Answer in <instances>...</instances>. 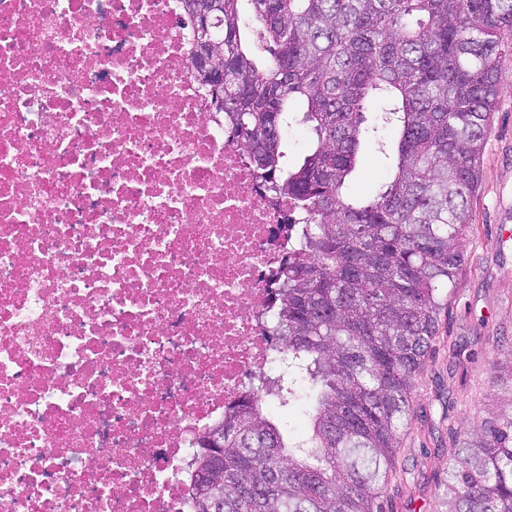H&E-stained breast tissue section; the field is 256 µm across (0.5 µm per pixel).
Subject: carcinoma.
Listing matches in <instances>:
<instances>
[{
	"label": "carcinoma",
	"instance_id": "1",
	"mask_svg": "<svg viewBox=\"0 0 512 512\" xmlns=\"http://www.w3.org/2000/svg\"><path fill=\"white\" fill-rule=\"evenodd\" d=\"M183 2L194 78L250 146L265 191L299 216L276 292L280 373L265 390L300 406L307 426L293 442L243 397L208 433L224 437L219 455L195 458L194 512H383L397 431L445 308L438 287L463 266L469 201L512 74V0H217L222 93L201 72V0ZM296 121L312 144L291 167L282 132ZM365 146L391 170L373 197H352ZM490 389L495 411L448 463L444 512H512L511 349Z\"/></svg>",
	"mask_w": 512,
	"mask_h": 512
}]
</instances>
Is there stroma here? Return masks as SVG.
Here are the masks:
<instances>
[{
    "label": "stroma",
    "instance_id": "stroma-1",
    "mask_svg": "<svg viewBox=\"0 0 512 512\" xmlns=\"http://www.w3.org/2000/svg\"><path fill=\"white\" fill-rule=\"evenodd\" d=\"M388 176L387 159L365 149L349 192L371 195ZM470 209L465 263L447 291L439 333L399 430L385 512H442L441 480L456 441L476 416L486 414L493 364L501 349L512 347V78L499 89Z\"/></svg>",
    "mask_w": 512,
    "mask_h": 512
}]
</instances>
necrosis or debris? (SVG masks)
Returning a JSON list of instances; mask_svg holds the SVG:
<instances>
[{
    "instance_id": "necrosis-or-debris-1",
    "label": "necrosis or debris",
    "mask_w": 512,
    "mask_h": 512,
    "mask_svg": "<svg viewBox=\"0 0 512 512\" xmlns=\"http://www.w3.org/2000/svg\"><path fill=\"white\" fill-rule=\"evenodd\" d=\"M180 0H0V512H192L296 243Z\"/></svg>"
}]
</instances>
